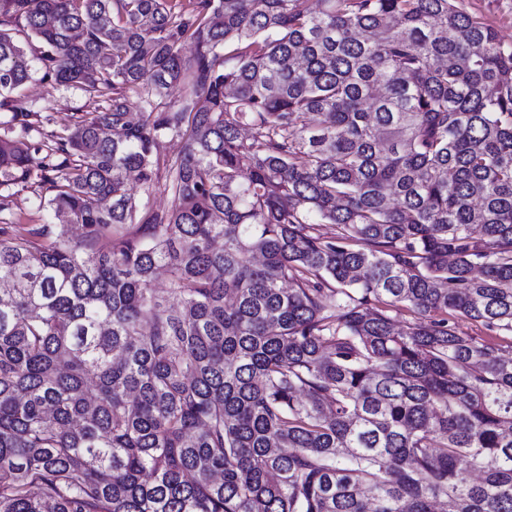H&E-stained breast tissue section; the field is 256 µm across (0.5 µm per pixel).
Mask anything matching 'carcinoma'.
Listing matches in <instances>:
<instances>
[{"mask_svg":"<svg viewBox=\"0 0 512 512\" xmlns=\"http://www.w3.org/2000/svg\"><path fill=\"white\" fill-rule=\"evenodd\" d=\"M318 2L0 0V512H512V45ZM15 96L28 100L48 104L52 107L50 112H43L42 115H49L50 121L42 125L43 132L50 134L51 131L59 132L71 125L79 116L75 108L85 103L81 92L76 90H65L56 87L49 82L40 80V75L22 86ZM52 194L49 184L0 187V226L3 222L27 224L29 228L54 224L55 220L48 212L38 209L40 197L48 198ZM454 321L456 322L457 330L459 332H461L467 336H471L479 342L488 340V341H493V342L499 343L503 346L500 354L505 357L512 356V338H511V344H510V336H509V338H505V339L502 337L491 338L488 335V332L485 330V328L482 327L480 324L466 321L463 319H455Z\"/></svg>","mask_w":512,"mask_h":512,"instance_id":"cac0c4a2","label":"carcinoma"}]
</instances>
